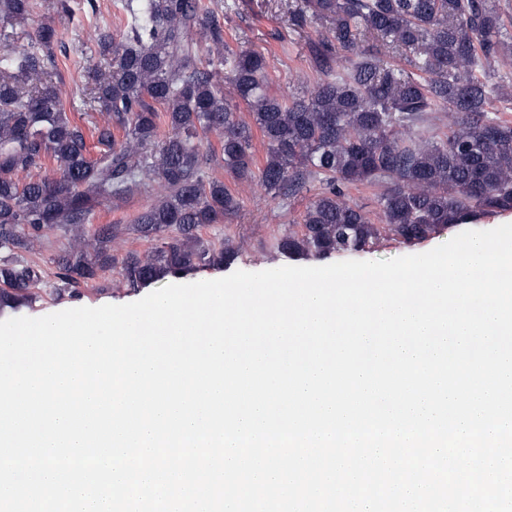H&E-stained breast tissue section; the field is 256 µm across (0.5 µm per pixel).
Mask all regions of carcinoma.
I'll use <instances>...</instances> for the list:
<instances>
[{
    "label": "carcinoma",
    "instance_id": "obj_1",
    "mask_svg": "<svg viewBox=\"0 0 512 512\" xmlns=\"http://www.w3.org/2000/svg\"><path fill=\"white\" fill-rule=\"evenodd\" d=\"M116 7L122 32H83L107 60L85 70L81 105L104 116L91 158L46 66L57 30L40 23L19 42L16 28L33 20V0H0V317L32 304L30 287L43 271L24 254L50 228L74 241L52 258L58 291L71 297L116 265L135 288L232 263L233 249H213L199 234L239 208L212 174L218 160L270 192L320 183L301 230L276 243L293 260L371 249L385 233L411 244L512 211V123L490 109L512 82L500 73L512 59V33L494 0H295L294 29L311 19L324 26L309 43L319 77L300 94L272 90L267 57L231 47L204 0ZM399 52L404 67L386 61ZM241 104L254 125L238 115ZM437 111L448 115V133L413 137ZM254 126L266 145L256 172ZM48 157L57 168L38 173ZM379 180L387 186L375 216L346 200L349 185ZM134 188L156 201L128 229L156 246L119 258L112 239L121 225L87 224L101 199Z\"/></svg>",
    "mask_w": 512,
    "mask_h": 512
}]
</instances>
